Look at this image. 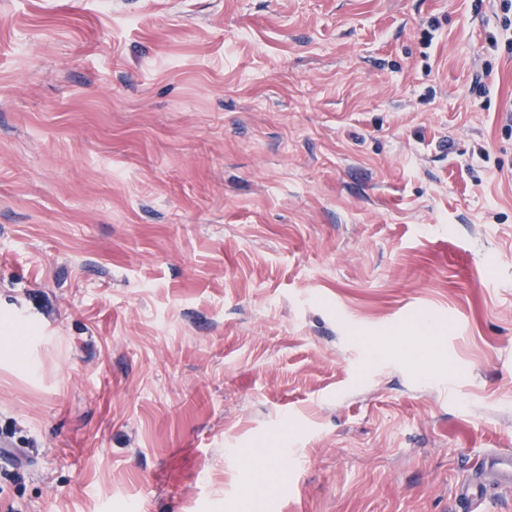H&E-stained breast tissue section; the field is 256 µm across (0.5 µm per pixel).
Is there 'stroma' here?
I'll return each instance as SVG.
<instances>
[{"label": "stroma", "instance_id": "35a3bbf8", "mask_svg": "<svg viewBox=\"0 0 512 512\" xmlns=\"http://www.w3.org/2000/svg\"><path fill=\"white\" fill-rule=\"evenodd\" d=\"M503 5L0 0V512H461L512 453ZM425 318L437 376L358 341ZM494 473L500 481L512 485V455L501 454L486 464L485 458L478 459L475 463L474 477L470 483L464 485L461 489L460 495L464 500L466 506L465 512H484L482 508V501L479 495V486L482 483L485 475Z\"/></svg>", "mask_w": 512, "mask_h": 512}]
</instances>
